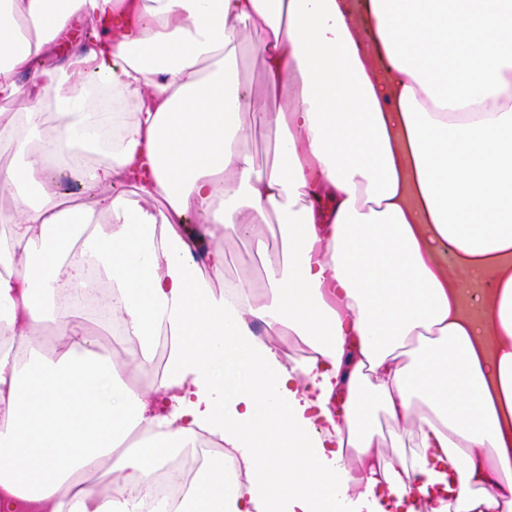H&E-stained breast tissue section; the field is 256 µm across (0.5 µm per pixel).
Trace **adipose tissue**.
Instances as JSON below:
<instances>
[{
    "label": "adipose tissue",
    "instance_id": "obj_1",
    "mask_svg": "<svg viewBox=\"0 0 512 512\" xmlns=\"http://www.w3.org/2000/svg\"><path fill=\"white\" fill-rule=\"evenodd\" d=\"M77 17L94 37L51 60ZM245 26L291 96L266 168L242 145ZM0 101V512H141L203 434L219 458L152 512H512V0H0ZM232 238L261 285L216 288ZM87 265L132 368L49 319ZM380 414L410 457L381 452ZM151 496L146 499V505L141 512H152L150 502L152 499L178 498L182 494L183 487L172 483L167 475L166 469L161 468L154 472L151 477Z\"/></svg>",
    "mask_w": 512,
    "mask_h": 512
}]
</instances>
